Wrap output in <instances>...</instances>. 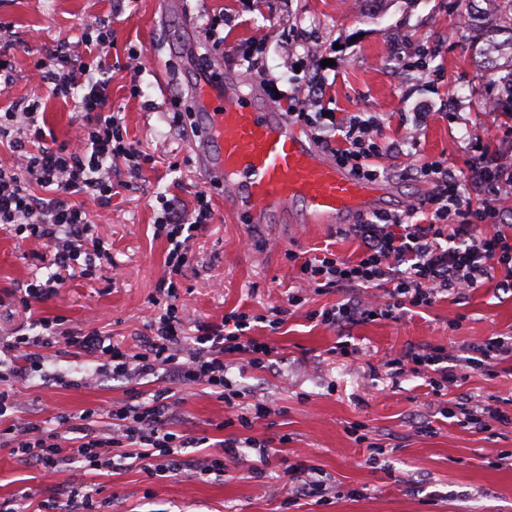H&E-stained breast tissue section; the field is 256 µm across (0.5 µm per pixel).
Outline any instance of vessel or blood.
Returning a JSON list of instances; mask_svg holds the SVG:
<instances>
[{"mask_svg": "<svg viewBox=\"0 0 512 512\" xmlns=\"http://www.w3.org/2000/svg\"><path fill=\"white\" fill-rule=\"evenodd\" d=\"M190 101L200 121L186 136L202 179L223 188L224 209L258 226L301 207L308 224L340 226L377 210L384 186L359 181L304 139L287 115L208 70Z\"/></svg>", "mask_w": 512, "mask_h": 512, "instance_id": "obj_1", "label": "vessel or blood"}]
</instances>
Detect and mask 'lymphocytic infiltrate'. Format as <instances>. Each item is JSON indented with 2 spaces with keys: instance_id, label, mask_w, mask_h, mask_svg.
I'll use <instances>...</instances> for the list:
<instances>
[{
  "instance_id": "obj_1",
  "label": "lymphocytic infiltrate",
  "mask_w": 512,
  "mask_h": 512,
  "mask_svg": "<svg viewBox=\"0 0 512 512\" xmlns=\"http://www.w3.org/2000/svg\"><path fill=\"white\" fill-rule=\"evenodd\" d=\"M83 44L81 52L59 44L47 58L37 60L31 91L0 113V145L14 157L11 166H0V224L44 242L51 252L47 278L31 279L21 290L20 303L26 309L57 295L70 272L91 274L96 260L107 257L105 241L95 233L81 200L90 197L110 207L113 165L123 163L136 175L145 159L141 150L125 141L123 120L108 106L112 77L99 56L112 45L111 20L85 34ZM307 70L306 88L280 95L290 117L319 130V142L356 179L388 176L386 161L401 151L400 142L386 140L375 120L337 119L324 105L328 86L324 66L313 62ZM50 96L73 100L84 123L80 145L44 143L39 117ZM404 174L431 184L432 192L405 212L379 211L345 227V234L359 242L355 259L325 255L299 264L300 278L308 287L347 292L341 302L318 312L321 323L348 329L373 317L396 320L433 307L440 294L459 298L493 277L500 287L512 288V221L494 204L495 197L512 189V166L497 163L482 149L462 176L442 158L410 165ZM36 185L41 194L33 193ZM471 187L478 190V198L466 197ZM158 202L161 210L154 229L168 243V276L160 282L168 301L154 318L147 341L132 353L109 342L101 331L69 329L57 318L34 320V332L20 328L0 340V348L12 355L0 369V417L18 406L14 382L41 371L47 350L62 345L104 359L114 379L130 384L160 374L181 385L204 386L234 412L224 420V427L239 426L246 436L219 441L217 452L183 459L182 449L202 447L210 439L177 429L180 406L168 389L147 400L122 399L83 410L79 434L71 438L65 432L71 423L66 414L56 415L47 426L14 422L1 429L0 446L45 474H57L75 463L85 474L102 471L120 458L152 479L180 475L201 480L237 464L243 447L256 450L255 471H262L270 461L269 440L251 434L255 423L270 414V406L260 400L248 402L247 391L228 379L224 370L230 358L256 369L268 368L278 360L279 351L271 342L250 335L251 317L245 312L225 314L218 324L200 323L195 335L187 334L176 304V278L191 259L192 232L212 223L214 211L204 191L197 193L190 210L164 196ZM369 288L381 289L384 301L361 298V291ZM447 360L444 347L425 343L403 348L383 367L392 376L411 367H435L437 375L430 385L439 394L456 380Z\"/></svg>"
}]
</instances>
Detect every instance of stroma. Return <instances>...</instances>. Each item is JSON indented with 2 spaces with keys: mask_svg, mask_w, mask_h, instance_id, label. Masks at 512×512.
Returning a JSON list of instances; mask_svg holds the SVG:
<instances>
[{
  "mask_svg": "<svg viewBox=\"0 0 512 512\" xmlns=\"http://www.w3.org/2000/svg\"><path fill=\"white\" fill-rule=\"evenodd\" d=\"M113 0H0V25L13 41L16 80L0 103L30 89L34 63L66 42L78 47L99 19H112L109 98L124 120L127 138L149 154L136 178L117 167V189L110 208L87 198L83 206L107 241L111 261H98L92 276L73 274L60 292L34 304L32 314L63 319L73 329H97L121 346L138 350L155 314L158 284L167 274L168 244L154 236L159 194L192 208L204 189L182 127L169 119L175 100L185 99L202 61L222 62L225 73L241 76L245 91L267 100L265 79L279 88L297 81L295 62L317 56L330 60L333 81L327 89L338 116L360 112L383 119L389 139L415 137L411 158L445 157L455 171L465 170L469 148L478 144L490 155L512 156V60L490 51L484 28L469 16L498 21L500 0H125L111 16ZM221 20L224 48L211 51L205 29ZM297 39H289V30ZM440 45L429 67L431 82L399 69L397 55L417 56ZM252 50L243 61L237 47ZM137 49L141 69L127 70V53ZM456 100L458 118L446 115ZM43 128L56 143L76 142L84 127L71 102L47 98ZM427 113L416 124L413 113ZM215 219L195 233L192 257L178 279V305L187 332L199 322H221L232 311L270 314L298 292L305 304L288 315L277 331L254 324L253 336L271 339L281 360L261 371L235 360L227 376L270 404L254 437L288 435V445L271 457L262 476L252 471L253 449L241 451L238 465L205 480L151 479L125 466L98 471L86 481L109 503L108 512H512V356L487 369L461 368L445 395L434 394L429 371L387 375V355L409 344L444 345L449 355L465 357L467 344L488 336L512 338V290L485 282L462 299L445 297L432 309L397 320L359 323L348 330L310 319V312L331 307L341 290L307 288L289 261L288 251L303 257L326 253L356 258L359 243L323 224H307L300 208L261 227L241 224L224 210V192L209 190ZM51 254L42 242L21 239L0 228V335L24 324L28 313L17 291L32 276H46ZM350 342L358 355L342 357L332 349ZM55 376L45 384L43 374ZM43 374L16 383L21 405L13 414L41 424L65 413L124 399V384L106 375L101 359L71 352L51 353ZM181 400V429L219 441L236 428L219 429L229 411L202 386H176ZM469 400L493 404L504 421L489 426L460 425L443 408ZM366 426L381 448L371 455L349 431ZM305 461L328 484L327 503L297 498L282 503L289 486L287 465ZM72 480L64 471L49 477L19 462L0 447V502L23 498L27 512L43 500L66 497Z\"/></svg>",
  "mask_w": 512,
  "mask_h": 512,
  "instance_id": "1",
  "label": "stroma"
}]
</instances>
